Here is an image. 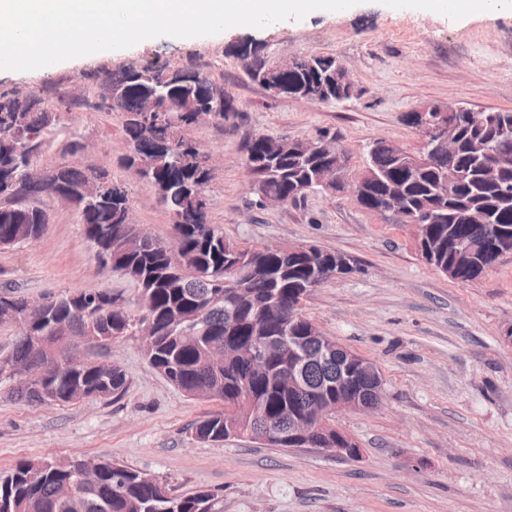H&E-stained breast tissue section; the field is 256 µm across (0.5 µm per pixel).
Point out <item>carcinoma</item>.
<instances>
[{
	"label": "carcinoma",
	"instance_id": "carcinoma-1",
	"mask_svg": "<svg viewBox=\"0 0 512 512\" xmlns=\"http://www.w3.org/2000/svg\"><path fill=\"white\" fill-rule=\"evenodd\" d=\"M166 71L165 67L129 69L109 78V85L118 86L119 96L114 100L109 93L94 108L123 113L126 145L148 167L147 183L172 219V241L164 243L141 234L136 224L123 223L118 204L128 202V195L105 169L62 163L52 171L50 181H28L26 167L44 150L62 113L45 111L37 95L20 112L17 96L0 93V242L15 246L40 238L48 219L34 207L36 197L52 188L67 193L95 249V259L107 257L112 272L134 282L151 302L143 317L154 320L157 333L141 342L149 365L190 396L209 394L212 400L236 408L231 418L218 411L196 422V439L222 442L234 435L235 427L257 437L269 427L277 434L271 445L296 448L298 442L288 436L289 420L306 411L315 395L336 402L340 375L336 358L316 357L322 340L310 334L312 320L303 311L304 302L336 276V267L346 256L318 246L311 254L280 253L224 240L208 219V205L197 198L206 193L210 180L202 177L198 151L190 146L193 113L189 109L195 103H218L216 117L222 123L235 108L208 75L186 66L181 68L185 84L161 89L157 111H139L147 88L162 84ZM280 81L308 91L319 102L344 99L322 92L323 76L306 66ZM457 119V153L432 157L412 172L399 164L396 147L375 141L366 166L380 179L367 185L364 206L377 213L384 203L386 181L394 180L402 185L403 205L424 215L437 186L448 182L447 218L426 227L437 253L432 257L423 247L419 251L443 272L453 263L456 250L487 237L498 239L497 250L452 275L470 282L512 255V167L495 180L483 174L490 152H512V132L500 131L503 121L512 125V112L498 111L494 116L462 112ZM270 140V135H259L247 146L245 167L258 182L259 192L294 201L299 186L318 190L314 181L322 158L290 153L269 173L261 162ZM91 177L102 179L101 197L86 202L78 189ZM139 234L141 249L124 251L122 245ZM23 317L31 321L44 349H34L30 336L15 337L8 352L16 372L10 378V397L35 406L54 404L66 401V393L75 385L85 387L90 398L124 394L128 379L119 364L101 366L92 359L76 374L65 366L71 350L110 344L134 326L132 316L115 303L112 293H64L47 300L43 313L31 315L25 297L9 289L0 291V327ZM269 342L278 346L270 349L268 374L251 373L244 347L264 348ZM295 347L309 361L298 367L302 386L284 393L277 379L288 369ZM39 359L50 362L49 377L39 384L25 380L23 371ZM139 478L138 470L111 459L103 460L102 471L92 481L81 478L70 461L23 459L0 474V512H221L219 495L210 490L173 496L139 483Z\"/></svg>",
	"mask_w": 512,
	"mask_h": 512
}]
</instances>
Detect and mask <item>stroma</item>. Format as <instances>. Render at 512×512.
I'll return each instance as SVG.
<instances>
[{
	"instance_id": "stroma-1",
	"label": "stroma",
	"mask_w": 512,
	"mask_h": 512,
	"mask_svg": "<svg viewBox=\"0 0 512 512\" xmlns=\"http://www.w3.org/2000/svg\"><path fill=\"white\" fill-rule=\"evenodd\" d=\"M247 37L270 61L335 58L354 85L350 98L302 103L273 95L231 51ZM150 64L195 66L233 101L236 112L223 124L190 131L202 151L224 157L208 197L210 221L225 239L253 247L314 244L353 259V271L317 288L304 311L325 335L377 365L383 400L336 418L361 448L358 459L275 448L247 435L206 443L192 427L221 403L168 383L142 355L138 337L123 336L90 351L123 367L129 387L121 397L30 406L8 398V383H0V473L22 459L107 457L175 495L218 492L224 512H512V257L478 281L451 279L421 258L410 225L371 213L349 194L312 192L280 207L256 206L244 164L259 134L326 139L346 151L355 176L374 141L417 150L418 133L405 115L422 105L512 111V10L454 21L362 0L299 22L157 37L34 71H0V92L40 94L52 109L55 92L72 82L95 101L106 91V74ZM66 121L68 131L52 138L39 165L110 167L134 222L170 240L171 217L153 188L120 164L122 114L81 108ZM74 131L100 154H69ZM1 285L33 300L107 290L129 314L141 313L136 285L100 270L74 209L60 204L40 239L0 248Z\"/></svg>"
}]
</instances>
